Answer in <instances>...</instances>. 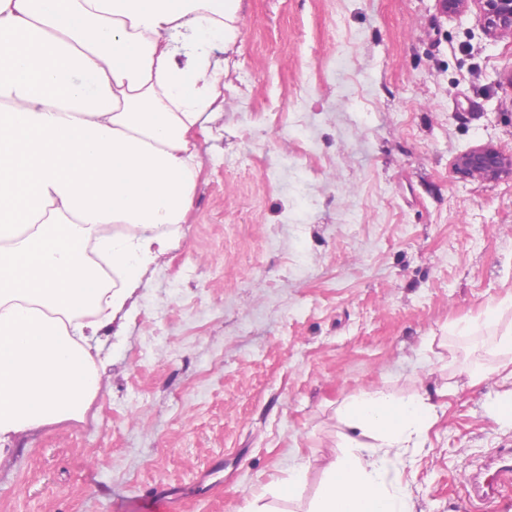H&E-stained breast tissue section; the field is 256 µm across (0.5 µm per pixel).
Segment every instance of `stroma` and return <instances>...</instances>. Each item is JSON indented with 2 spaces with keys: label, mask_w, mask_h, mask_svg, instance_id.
<instances>
[{
  "label": "stroma",
  "mask_w": 512,
  "mask_h": 512,
  "mask_svg": "<svg viewBox=\"0 0 512 512\" xmlns=\"http://www.w3.org/2000/svg\"><path fill=\"white\" fill-rule=\"evenodd\" d=\"M234 27L185 221L94 342L84 420L0 459V512H245L300 458L307 512L362 389L442 392L403 451L414 512H512V485L465 488L512 448L488 410L512 368L454 332L512 300V178L450 170L512 154V36L436 0H237ZM466 365L495 377L456 384ZM451 170L456 178L463 181L494 183L512 177V155L491 144H483L456 155L451 161Z\"/></svg>",
  "instance_id": "stroma-1"
}]
</instances>
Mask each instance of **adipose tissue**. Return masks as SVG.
Listing matches in <instances>:
<instances>
[{
	"label": "adipose tissue",
	"instance_id": "adipose-tissue-1",
	"mask_svg": "<svg viewBox=\"0 0 512 512\" xmlns=\"http://www.w3.org/2000/svg\"><path fill=\"white\" fill-rule=\"evenodd\" d=\"M236 0H0V458L82 419L101 388L91 342L175 236ZM308 512H412L402 451L430 394L361 392Z\"/></svg>",
	"mask_w": 512,
	"mask_h": 512
}]
</instances>
